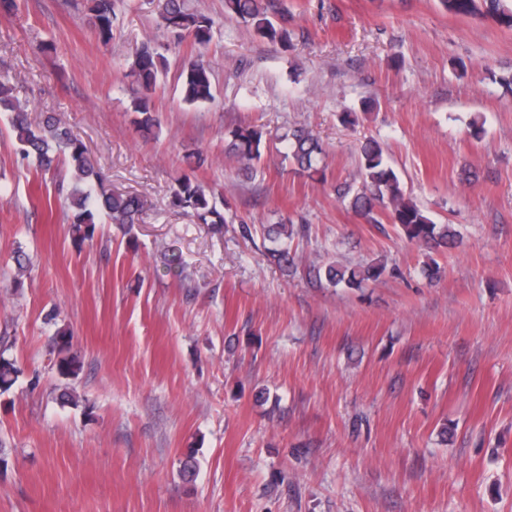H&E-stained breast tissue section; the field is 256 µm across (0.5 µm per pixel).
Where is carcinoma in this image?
<instances>
[{
  "mask_svg": "<svg viewBox=\"0 0 512 512\" xmlns=\"http://www.w3.org/2000/svg\"><path fill=\"white\" fill-rule=\"evenodd\" d=\"M439 5L456 16L487 18L512 30V3L508 0H439ZM155 8L166 31L175 40L189 37L201 48L211 41L213 21L192 11L186 0H156ZM224 8L270 43L286 45L291 40L285 24L271 18V0H224ZM88 11L100 40L109 42L116 18L114 0H89ZM160 49L162 45L152 41L137 44L129 73L132 78L129 109L135 114L134 125L146 138L155 135L158 128L153 98L164 62ZM179 80L180 96L185 104L197 106L213 101V73L203 51L183 60ZM0 112L7 115L18 162H33L40 171L59 175L58 190L66 192L67 205L74 211L73 232L80 239L94 236L101 215L107 223L116 224L127 232L138 223L144 207L141 196L107 188L87 147L73 134L64 118L59 114H50L41 120L32 117L28 105L17 97L15 86L6 74H0ZM276 140L283 144L284 157L292 166L311 175L322 174L318 163L323 148L312 131L297 128ZM266 143V132L262 128L239 126L230 131L224 155L239 172L251 178ZM357 153L362 182L356 189L348 186L342 190L341 199L347 201L348 209L368 224H379L380 216H385L389 223L399 227L404 239L420 247L438 249L457 243V233L452 225L435 223L406 196L380 140L373 136L363 138ZM170 199L173 207L190 213L199 224H209L219 231L228 223L224 208L217 205L201 182L187 173L174 179ZM299 233L289 216L279 218L264 229L267 240L272 243L269 257L287 272L294 270L288 242ZM312 272L317 281H323L331 288H360L365 282L377 281L384 276L386 265L380 263L361 269L321 262L312 264ZM19 373L16 361L0 351L1 393L11 389Z\"/></svg>",
  "mask_w": 512,
  "mask_h": 512,
  "instance_id": "carcinoma-1",
  "label": "carcinoma"
}]
</instances>
